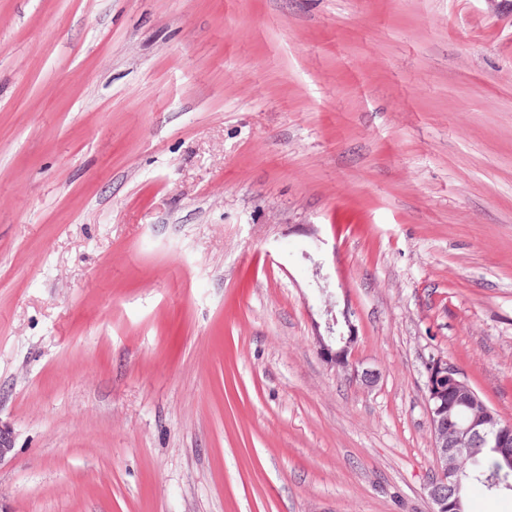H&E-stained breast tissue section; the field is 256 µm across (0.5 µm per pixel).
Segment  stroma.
Here are the masks:
<instances>
[{"label": "stroma", "instance_id": "35a3bbf8", "mask_svg": "<svg viewBox=\"0 0 512 512\" xmlns=\"http://www.w3.org/2000/svg\"><path fill=\"white\" fill-rule=\"evenodd\" d=\"M434 354L512 423L511 15L0 0V512H431ZM345 331H340L336 336L318 337L320 355L324 360L348 374L352 380L365 387H373L379 380L378 374L371 369L364 368L356 361L353 353L357 336L352 321L351 311L344 309L341 312Z\"/></svg>", "mask_w": 512, "mask_h": 512}]
</instances>
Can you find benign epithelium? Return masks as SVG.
<instances>
[{"instance_id":"obj_1","label":"benign epithelium","mask_w":512,"mask_h":512,"mask_svg":"<svg viewBox=\"0 0 512 512\" xmlns=\"http://www.w3.org/2000/svg\"><path fill=\"white\" fill-rule=\"evenodd\" d=\"M345 330L334 336L317 337L320 355L332 366L365 387H373L378 374L364 368L353 353L357 336L351 311L341 312ZM426 401L435 456V475L427 486L432 512H463L456 494V478L467 461L482 448H496L512 462V426L501 424L499 414L473 388L462 370L443 355H435L426 365ZM465 407L474 412L462 425L452 419V411ZM14 448L13 431L0 422V461Z\"/></svg>"}]
</instances>
